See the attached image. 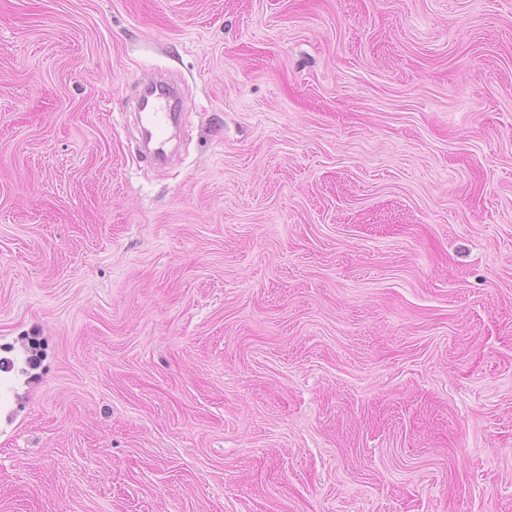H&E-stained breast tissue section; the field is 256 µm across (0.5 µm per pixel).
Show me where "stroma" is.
Returning <instances> with one entry per match:
<instances>
[{
    "mask_svg": "<svg viewBox=\"0 0 512 512\" xmlns=\"http://www.w3.org/2000/svg\"><path fill=\"white\" fill-rule=\"evenodd\" d=\"M0 512H512V0H0ZM159 85H163L165 91H159L160 95H150L146 98L141 95L137 98L135 106L137 112H147L149 141H153L154 147L144 156L156 162L164 161L167 157V129L170 121L174 119V112H178V95L173 85L160 77L147 85V88Z\"/></svg>",
    "mask_w": 512,
    "mask_h": 512,
    "instance_id": "obj_1",
    "label": "stroma"
}]
</instances>
